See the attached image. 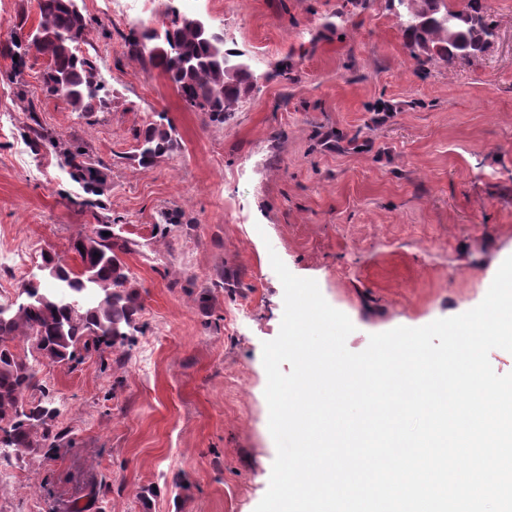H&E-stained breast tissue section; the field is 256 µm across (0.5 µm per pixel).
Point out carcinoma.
<instances>
[{"label": "carcinoma", "mask_w": 512, "mask_h": 512, "mask_svg": "<svg viewBox=\"0 0 512 512\" xmlns=\"http://www.w3.org/2000/svg\"><path fill=\"white\" fill-rule=\"evenodd\" d=\"M400 21L405 47L422 68L437 62L452 64L475 58L495 31L480 0H387ZM34 34L15 35L0 44V55L17 57L9 80L21 87L25 58L33 53L47 60L41 90L65 98L76 112L88 114L106 105L108 89L98 76V64L81 50L94 20L78 0H38ZM173 45L167 55L161 47ZM128 52L167 77L185 104L224 124L257 85V76L239 60L242 53L224 48V36L209 31L197 18L170 10L159 27L133 30ZM35 149L50 148L70 169L86 193L104 194L106 181L81 145L60 139L38 120L28 127ZM133 158L149 169L155 160L175 151L179 142L173 126L152 122L136 137ZM81 268L74 270L50 253L42 254L44 279L29 280L18 300L0 303V460L46 455L72 446L69 433L56 426L57 408L51 389L38 377L36 365L71 364L81 352L125 348L143 332V303L132 284L133 275L120 258L129 250L119 243L113 225L97 224L92 234L73 241ZM28 348L21 350L16 340Z\"/></svg>", "instance_id": "obj_1"}]
</instances>
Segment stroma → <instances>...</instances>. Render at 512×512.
I'll use <instances>...</instances> for the list:
<instances>
[{"label":"stroma","mask_w":512,"mask_h":512,"mask_svg":"<svg viewBox=\"0 0 512 512\" xmlns=\"http://www.w3.org/2000/svg\"><path fill=\"white\" fill-rule=\"evenodd\" d=\"M78 4L98 22L82 50L99 61L106 107L81 114L44 95L33 55L20 101L0 56V303L40 276L43 252L77 265L71 243L107 217L129 243L146 329L125 354L40 366L76 445L5 465L0 512H254L276 457L262 345L280 331L284 291L270 253L350 318L353 352L476 307L512 255V0L486 2L487 52L425 69L386 0L333 33L323 25L344 0H184L258 76L222 125L125 45L171 0H142L136 21L112 0ZM162 114L180 147L140 170L135 136ZM35 121L86 144L110 185L103 208L84 207L55 153L32 148Z\"/></svg>","instance_id":"obj_1"}]
</instances>
